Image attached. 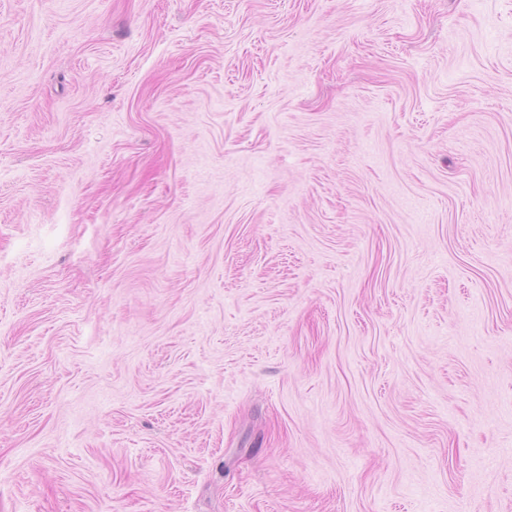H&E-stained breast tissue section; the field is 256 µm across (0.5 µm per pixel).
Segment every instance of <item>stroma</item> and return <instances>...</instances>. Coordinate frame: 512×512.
<instances>
[{
	"instance_id": "1",
	"label": "stroma",
	"mask_w": 512,
	"mask_h": 512,
	"mask_svg": "<svg viewBox=\"0 0 512 512\" xmlns=\"http://www.w3.org/2000/svg\"><path fill=\"white\" fill-rule=\"evenodd\" d=\"M0 512H512V0H0Z\"/></svg>"
}]
</instances>
